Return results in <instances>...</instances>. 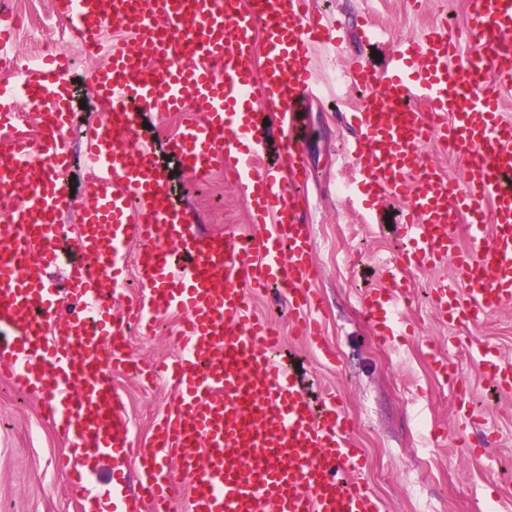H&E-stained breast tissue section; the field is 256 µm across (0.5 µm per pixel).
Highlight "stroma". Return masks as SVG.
<instances>
[{"label":"stroma","instance_id":"1","mask_svg":"<svg viewBox=\"0 0 512 512\" xmlns=\"http://www.w3.org/2000/svg\"><path fill=\"white\" fill-rule=\"evenodd\" d=\"M11 8L25 21L8 46L16 64L46 51L32 30L49 29L57 41L68 40L50 0H11ZM310 8L325 23L343 27L345 36L341 45L311 50L312 91L302 106L301 129L309 169L301 193L319 270L312 286L322 303L324 343L335 350L337 361H325L296 334L277 288L253 293V306L278 331L275 356L293 365L311 405L320 407L328 391L337 393L352 420L350 437L365 455L363 478L382 512H512V393L496 391L468 355L469 344L482 343L512 362V304L477 321L448 323L434 307V290L452 277L451 266L415 270L408 276L399 333L379 342L363 312L364 299L385 285L381 263L399 258L408 246L399 233L408 201L385 197L364 206L337 193L338 184L350 180L356 168L346 152L354 137L346 116L371 94L349 81L337 83V73L358 60L382 72L385 62L376 53L383 43L424 28L467 29L468 0H310ZM92 68L85 61L70 74L73 161L66 181L76 198L88 187L87 133L100 116ZM143 120L139 132L154 141L187 218L209 234L250 237L245 206L231 177L220 172L202 183L181 170L172 149L180 115L149 112ZM79 219L76 209L60 218L64 238L48 279L61 290L71 265L81 259L69 244ZM158 321L154 335L127 331L124 341L132 361L159 364L176 356L180 314L169 311ZM437 356L454 364L459 383L444 382L433 362ZM110 379L124 397L132 443L143 444L171 404L173 388L161 380L145 385L122 367L113 369ZM463 394L470 405L466 411L459 407ZM68 455L78 470L105 486L121 475L128 484L137 482L135 465L121 469L109 457L73 455L47 419L41 399L15 389L0 373V512H85L68 494L69 472L60 465Z\"/></svg>","mask_w":512,"mask_h":512}]
</instances>
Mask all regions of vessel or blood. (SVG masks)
<instances>
[{"label":"vessel or blood","mask_w":512,"mask_h":512,"mask_svg":"<svg viewBox=\"0 0 512 512\" xmlns=\"http://www.w3.org/2000/svg\"><path fill=\"white\" fill-rule=\"evenodd\" d=\"M55 15L83 51L97 58L91 73L105 113L87 140L93 177L79 208L75 247L86 256L69 272V294H101L138 272L141 299L125 313L57 316L61 299L46 282L58 215L73 202L51 168L69 163L71 121L67 53L29 73L21 89L0 83V369L18 390L41 396L56 431L75 452L90 448L137 465L134 497L103 492L110 512H382L363 482V455L349 436L350 418L335 393L313 413L293 372L268 350L278 339L254 313L250 293L277 284L297 324L321 332L310 284L313 241L298 198L286 182L307 177L302 149L289 139L281 166L265 164L268 111L295 121L309 88L314 44L337 40L335 28L308 16V0H52ZM465 37L484 41L494 69L481 76L460 61L458 33L430 27L392 44L384 76L365 65L352 82L379 85L353 117L351 153L360 167L351 182L363 200L409 199L401 227L411 248L381 273L388 290L371 292L364 310L379 339L396 335L393 314L406 302L404 270L452 262V282L435 290L440 312L477 320L512 302V124L500 112V84L512 79V0H470ZM122 38L107 39L113 23ZM44 113L41 139L18 124L16 94ZM183 117L173 149L182 169L203 181L230 172L250 215V246L197 234L171 197L151 144L141 141L142 113ZM466 161L462 183L424 174L411 179L408 161L428 142ZM491 201L484 212L483 201ZM488 254L459 246V229ZM142 243L137 255L128 247ZM259 260H252V253ZM185 319L181 356L164 375L178 394L145 447H132L113 366L128 365L123 336L130 319L151 325L156 312ZM471 358L502 391H512V363L487 345ZM178 461L176 481L164 467ZM345 464L347 481L334 470Z\"/></svg>","instance_id":"vessel-or-blood-1"}]
</instances>
